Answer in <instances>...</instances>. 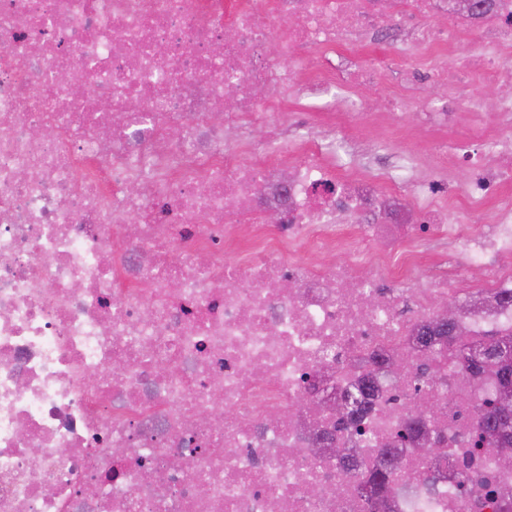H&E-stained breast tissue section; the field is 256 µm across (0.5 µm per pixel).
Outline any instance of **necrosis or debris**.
Segmentation results:
<instances>
[{
	"label": "necrosis or debris",
	"mask_w": 512,
	"mask_h": 512,
	"mask_svg": "<svg viewBox=\"0 0 512 512\" xmlns=\"http://www.w3.org/2000/svg\"><path fill=\"white\" fill-rule=\"evenodd\" d=\"M396 20L436 57L407 63L387 121L429 83L512 82V0H0V512H369L324 453L325 390L373 366L357 459L394 445L418 390L453 450L406 455L390 512H512L493 459L450 479L493 367L454 385L448 344L441 378L409 381L447 298L456 342L512 336V98L471 100L495 131L408 153L407 185L343 162L313 123L280 130L315 99L357 129L371 71L331 53ZM472 34L481 50L458 55ZM436 239L479 279L420 276Z\"/></svg>",
	"instance_id": "obj_1"
}]
</instances>
